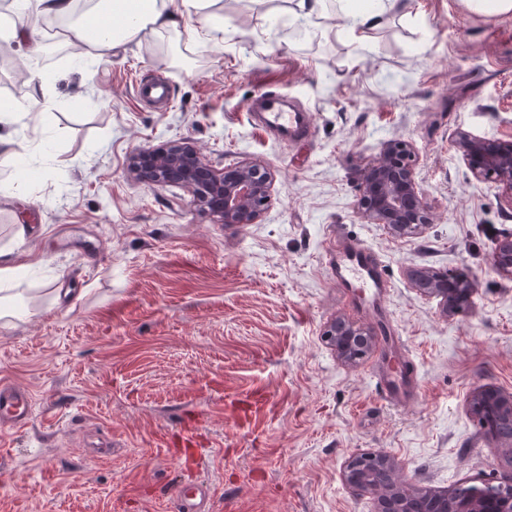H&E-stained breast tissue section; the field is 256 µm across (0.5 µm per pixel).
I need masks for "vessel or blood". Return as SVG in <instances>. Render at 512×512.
Here are the masks:
<instances>
[{
  "label": "vessel or blood",
  "mask_w": 512,
  "mask_h": 512,
  "mask_svg": "<svg viewBox=\"0 0 512 512\" xmlns=\"http://www.w3.org/2000/svg\"><path fill=\"white\" fill-rule=\"evenodd\" d=\"M139 100L169 104L171 87L168 80L139 83ZM261 127L279 138L304 139L310 129L306 112L284 111L276 98L265 95L260 100ZM326 262L338 288L367 300L373 311H380V301L389 288L380 259L361 241L333 237L325 252ZM32 416L31 396L12 384L0 383V428L25 427ZM175 512H214L210 490L206 484L191 483L174 488Z\"/></svg>",
  "instance_id": "vessel-or-blood-1"
}]
</instances>
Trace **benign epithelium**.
<instances>
[{
  "label": "benign epithelium",
  "mask_w": 512,
  "mask_h": 512,
  "mask_svg": "<svg viewBox=\"0 0 512 512\" xmlns=\"http://www.w3.org/2000/svg\"><path fill=\"white\" fill-rule=\"evenodd\" d=\"M455 150L467 162L474 177L491 180L512 195V144L485 140L465 133L454 141ZM132 168L152 184H181L191 189L195 201L224 224H254L270 205L273 181L270 173L257 164L216 173L199 153L186 143L166 148L134 151ZM357 210L369 224H384L398 237H414L429 223L424 194L415 179L409 144L393 140L361 174ZM496 270L512 278V239L502 242L493 258ZM426 296L438 298L446 314L465 316L469 306L457 300V294L470 296L472 283L460 279L453 285L438 284L432 278L414 279ZM336 356L348 363L363 358L371 349L369 329L336 318L326 333ZM493 397L498 410L512 414V395L490 389L472 393L469 409L480 412ZM385 470L392 487L380 490L370 483L371 469ZM398 462L383 452H356L343 471L345 484L353 491L368 492L380 501L381 512H512V477L488 489L472 488L466 493L451 489L435 493L416 489L397 477Z\"/></svg>",
  "instance_id": "7a95c632"
}]
</instances>
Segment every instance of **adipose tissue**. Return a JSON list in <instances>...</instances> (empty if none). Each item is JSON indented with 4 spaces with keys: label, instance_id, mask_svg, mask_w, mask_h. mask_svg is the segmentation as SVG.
Segmentation results:
<instances>
[{
    "label": "adipose tissue",
    "instance_id": "ef3b65f1",
    "mask_svg": "<svg viewBox=\"0 0 512 512\" xmlns=\"http://www.w3.org/2000/svg\"><path fill=\"white\" fill-rule=\"evenodd\" d=\"M219 0H97L92 11L82 17L72 32L79 42H86L89 29H96V46L114 48L158 29H175L180 19L193 20L192 37L211 34L222 24ZM408 0H383L381 6L364 5L352 10L346 24L353 38H363L367 31L382 27L390 11L402 10ZM24 272L8 253L0 251V319H24L29 311L16 303L11 287Z\"/></svg>",
    "mask_w": 512,
    "mask_h": 512
}]
</instances>
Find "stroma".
I'll list each match as a JSON object with an SVG mask.
<instances>
[{
  "instance_id": "stroma-1",
  "label": "stroma",
  "mask_w": 512,
  "mask_h": 512,
  "mask_svg": "<svg viewBox=\"0 0 512 512\" xmlns=\"http://www.w3.org/2000/svg\"><path fill=\"white\" fill-rule=\"evenodd\" d=\"M222 6V39L191 38L186 20L84 68L82 43L49 33L47 15L24 20L41 62L7 45L0 103L29 111L0 130L14 141L0 146V249L26 266L15 291L32 315L0 328V381L34 410L0 432V512H169L185 482L208 485L215 512H377L342 480L362 450L432 491L512 474V452L467 409L476 388L512 393V278L492 264L512 195L452 146L461 133L512 143V14L410 0L357 40L344 0H326L299 39L289 0ZM160 77L171 105L138 101L136 81ZM262 91L311 113L308 140L254 126L246 104ZM392 140L410 145L430 206L416 237L356 211L361 171ZM178 141L215 169L271 172L257 223H220L187 187L129 172L136 149ZM334 230L383 262L415 400L376 388L370 369L394 368L391 353L347 365L323 336L339 317L376 326L331 278ZM415 270L466 273L469 314L445 315Z\"/></svg>"
}]
</instances>
